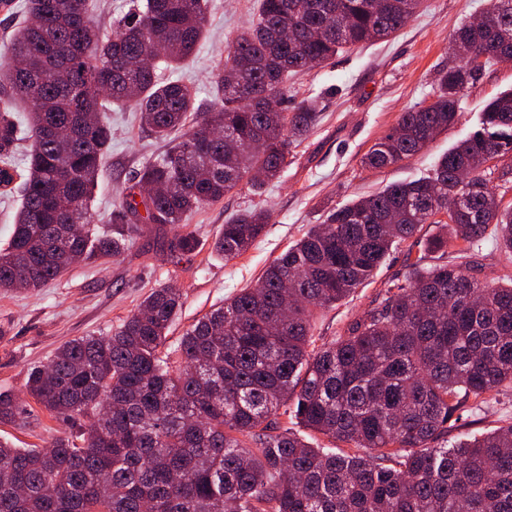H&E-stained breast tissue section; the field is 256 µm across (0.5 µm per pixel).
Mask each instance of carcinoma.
Segmentation results:
<instances>
[{"mask_svg": "<svg viewBox=\"0 0 512 512\" xmlns=\"http://www.w3.org/2000/svg\"><path fill=\"white\" fill-rule=\"evenodd\" d=\"M420 3L260 0L227 42L214 107L188 128L196 94L157 69L193 55L208 0H131L110 37L95 24V0H26L37 22L15 31L0 70V186H22L0 248V291L38 290L79 261L118 258L155 225L175 230L168 258L190 259L199 241L183 222L243 181L261 193L318 122L314 99L284 106L288 77L396 34ZM451 41L488 64L512 63V0H493L486 23L463 24ZM483 74L464 61L442 69L432 102L401 113L361 164L383 169L421 153ZM16 101L28 107L25 125ZM109 103L134 105L158 138L185 129L126 188L110 236L91 228L89 210L112 139L102 118ZM25 138L31 148L19 169ZM494 177L512 184V90L485 106L480 129L428 175L331 208L272 260L259 287L203 316L176 348L165 349L180 309L169 287L148 294L114 332L65 342L31 369L27 394L49 414L88 425L47 448L0 441V512H512V424L448 445L461 405L512 388V282H487L475 260L464 271L420 255L336 341L313 334L319 313L409 239L445 253L460 241L474 247L492 228L511 255L512 206L497 202ZM145 184L161 193L139 197ZM450 193L464 200L443 224L436 215ZM269 222L263 209L239 213L212 249L231 260ZM426 224L438 232L420 236ZM23 412L0 391L1 420ZM281 413L328 444L281 425ZM342 443L365 453L347 454Z\"/></svg>", "mask_w": 512, "mask_h": 512, "instance_id": "1", "label": "carcinoma"}]
</instances>
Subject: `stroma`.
Instances as JSON below:
<instances>
[{"label":"stroma","mask_w":512,"mask_h":512,"mask_svg":"<svg viewBox=\"0 0 512 512\" xmlns=\"http://www.w3.org/2000/svg\"><path fill=\"white\" fill-rule=\"evenodd\" d=\"M490 6L491 0H422L414 18L395 35L341 51L290 77L289 106L317 98L319 122L293 146L280 178L262 194H253L243 183L189 218L188 228L201 243L192 259L176 265L163 261L160 250L173 231L167 226L147 229L121 257L78 263L36 291L0 293V391L25 397L30 368L47 363L69 339L113 331L155 288L169 286L182 295L168 334L169 343H177L203 315L257 284L276 256L321 223L327 208L427 173L449 147L477 129L490 100L512 89V63L488 67L477 84L463 90L454 125L416 157L380 170L364 168L361 159L402 112L432 101L438 73L452 59L451 34ZM257 10L258 0H208L207 31L195 54L175 70L161 69V76L180 78L194 88L198 104L209 108L211 83L225 63L226 40ZM104 119L112 128V142L91 205L101 232L111 230L112 209L125 188L168 148L141 126L132 106H108ZM255 206L271 213L265 235L229 261L213 252L225 221ZM408 249L405 243L394 248L365 287L318 315L315 336L334 340L350 321L376 306L393 281L408 275L413 261ZM507 423H512V389L490 405L464 404L451 421L448 439L480 435ZM78 428V423L36 408L0 421V438L19 448L42 447Z\"/></svg>","instance_id":"1"}]
</instances>
